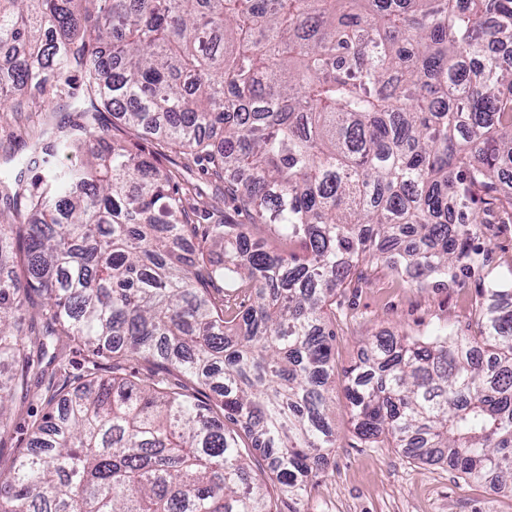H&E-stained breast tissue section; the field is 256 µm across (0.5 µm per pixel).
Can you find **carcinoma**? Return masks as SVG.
I'll list each match as a JSON object with an SVG mask.
<instances>
[{
  "label": "carcinoma",
  "instance_id": "cac0c4a2",
  "mask_svg": "<svg viewBox=\"0 0 512 512\" xmlns=\"http://www.w3.org/2000/svg\"><path fill=\"white\" fill-rule=\"evenodd\" d=\"M26 2L0 0V112L74 97L75 72L86 107L0 177V447L26 367L64 338L163 376L52 392L0 512H308L336 446V288L380 241L410 239L382 260L414 280L479 263L473 205L512 177V66L494 53L512 0ZM103 110L205 159L285 247L243 224L198 236ZM343 381L368 447L512 490V288L479 293L467 335L377 334Z\"/></svg>",
  "mask_w": 512,
  "mask_h": 512
}]
</instances>
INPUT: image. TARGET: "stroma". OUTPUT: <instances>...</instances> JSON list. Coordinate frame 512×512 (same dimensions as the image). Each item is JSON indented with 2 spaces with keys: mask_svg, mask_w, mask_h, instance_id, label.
<instances>
[{
  "mask_svg": "<svg viewBox=\"0 0 512 512\" xmlns=\"http://www.w3.org/2000/svg\"><path fill=\"white\" fill-rule=\"evenodd\" d=\"M71 99L51 94L27 102L24 111L0 112V158L27 159L39 132L67 123ZM114 139L133 151L159 154L161 165L176 176L181 190L198 199V224H246L252 237L267 246L278 240L249 212L224 194V183L204 160H191L174 148L138 138L104 116ZM481 263L465 278L464 288L427 279L410 285L378 259L365 265L364 279L336 291L337 369L364 356L372 336L383 330L399 335L465 334L473 321L479 288L497 279L512 283V223L482 224L471 242ZM336 446L313 490L309 512H512V492H492L468 482L447 464L414 460L397 448H370L354 434L344 390H337L332 416Z\"/></svg>",
  "mask_w": 512,
  "mask_h": 512,
  "instance_id": "1",
  "label": "stroma"
}]
</instances>
